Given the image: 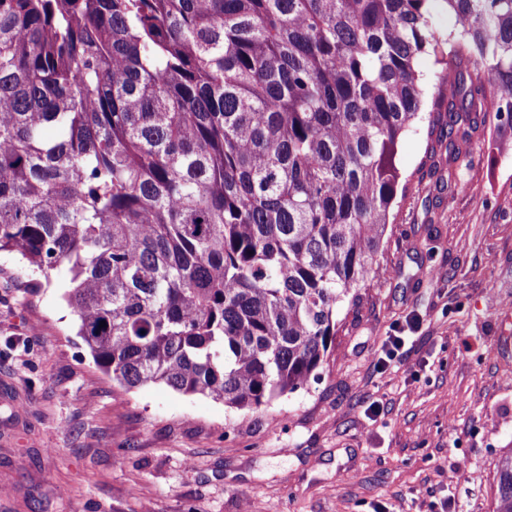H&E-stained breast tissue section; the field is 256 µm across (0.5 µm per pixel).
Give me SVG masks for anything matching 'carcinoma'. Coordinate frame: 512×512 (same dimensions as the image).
<instances>
[{"mask_svg": "<svg viewBox=\"0 0 512 512\" xmlns=\"http://www.w3.org/2000/svg\"><path fill=\"white\" fill-rule=\"evenodd\" d=\"M422 55L454 192L487 120L512 140V0H0V251L70 274L120 389L258 411L375 274Z\"/></svg>", "mask_w": 512, "mask_h": 512, "instance_id": "carcinoma-1", "label": "carcinoma"}]
</instances>
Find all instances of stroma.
I'll use <instances>...</instances> for the list:
<instances>
[{
	"label": "stroma",
	"mask_w": 512,
	"mask_h": 512,
	"mask_svg": "<svg viewBox=\"0 0 512 512\" xmlns=\"http://www.w3.org/2000/svg\"><path fill=\"white\" fill-rule=\"evenodd\" d=\"M493 136L452 193L428 119L403 135L375 276L319 381L258 411L122 391L77 334L69 274L34 288L0 254V512H493L512 449V146ZM415 316L407 369H379Z\"/></svg>",
	"instance_id": "stroma-1"
}]
</instances>
